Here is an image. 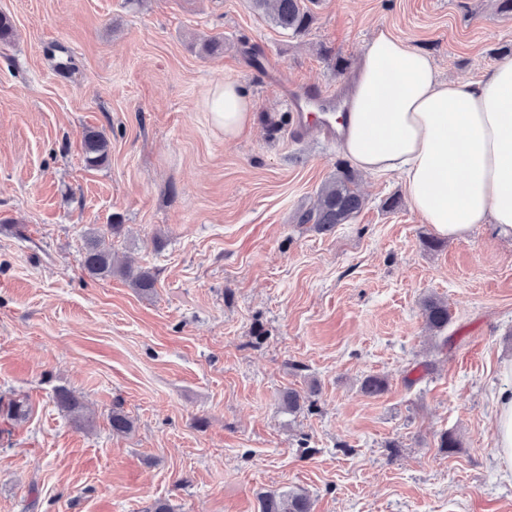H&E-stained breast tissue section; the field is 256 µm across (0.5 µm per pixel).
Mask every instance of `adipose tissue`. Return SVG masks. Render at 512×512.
<instances>
[{"instance_id": "1", "label": "adipose tissue", "mask_w": 512, "mask_h": 512, "mask_svg": "<svg viewBox=\"0 0 512 512\" xmlns=\"http://www.w3.org/2000/svg\"><path fill=\"white\" fill-rule=\"evenodd\" d=\"M340 149L360 170L397 174L413 210L443 237L488 223L512 238V59L472 82L439 79L431 59L378 30L344 89ZM211 120L225 139L253 122L234 80L213 85ZM494 397L497 455L512 462V362Z\"/></svg>"}]
</instances>
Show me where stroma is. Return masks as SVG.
I'll return each mask as SVG.
<instances>
[{"label":"stroma","mask_w":512,"mask_h":512,"mask_svg":"<svg viewBox=\"0 0 512 512\" xmlns=\"http://www.w3.org/2000/svg\"><path fill=\"white\" fill-rule=\"evenodd\" d=\"M0 512H258L305 490L313 512H512L495 457L494 395L512 361V239L489 225L436 238L395 176L361 174L363 210L298 224L336 171L337 144L295 138L290 93L340 94L385 28L446 81L512 59L493 0H320L294 37L248 0H0ZM220 34L224 50L199 42ZM236 80L255 105L228 140L205 108ZM108 165L86 168L87 129ZM401 197L396 210L387 198ZM156 279L142 295L83 268L89 231ZM448 303V343L422 302ZM387 378L364 395L361 380ZM81 396L76 429L54 400ZM288 388L312 411L282 409ZM121 408L134 422L114 434ZM459 442L439 447L443 433ZM29 412V406L24 399H10L4 404L3 398L0 397V418L3 422H21L27 418Z\"/></svg>","instance_id":"stroma-1"}]
</instances>
